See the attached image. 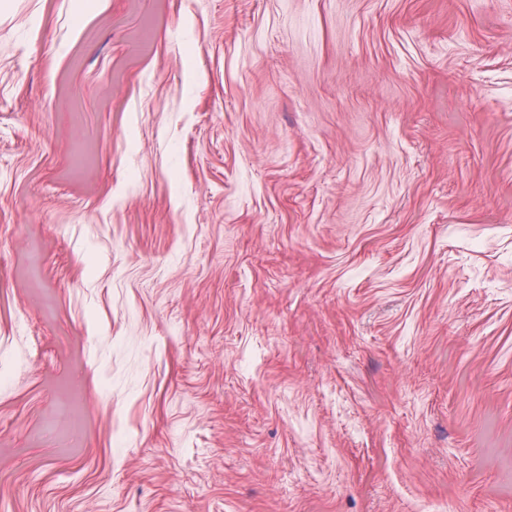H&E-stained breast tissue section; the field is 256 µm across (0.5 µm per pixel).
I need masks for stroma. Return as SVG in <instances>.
I'll list each match as a JSON object with an SVG mask.
<instances>
[{
  "label": "stroma",
  "instance_id": "1",
  "mask_svg": "<svg viewBox=\"0 0 512 512\" xmlns=\"http://www.w3.org/2000/svg\"><path fill=\"white\" fill-rule=\"evenodd\" d=\"M0 512H512V0H0Z\"/></svg>",
  "mask_w": 512,
  "mask_h": 512
}]
</instances>
